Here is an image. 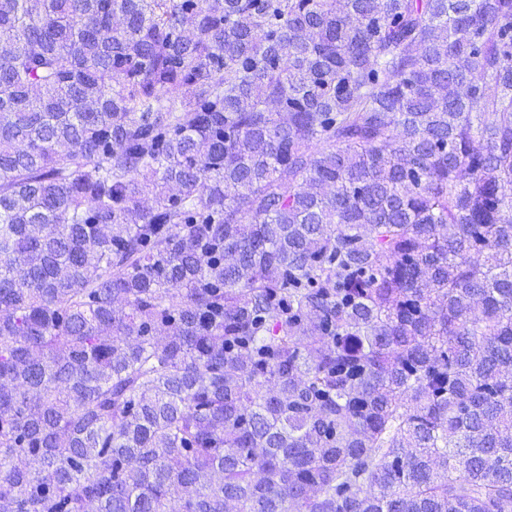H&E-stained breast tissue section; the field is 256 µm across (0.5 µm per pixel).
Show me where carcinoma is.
Listing matches in <instances>:
<instances>
[{
    "label": "carcinoma",
    "instance_id": "1",
    "mask_svg": "<svg viewBox=\"0 0 512 512\" xmlns=\"http://www.w3.org/2000/svg\"><path fill=\"white\" fill-rule=\"evenodd\" d=\"M512 506V0H0V512Z\"/></svg>",
    "mask_w": 512,
    "mask_h": 512
}]
</instances>
